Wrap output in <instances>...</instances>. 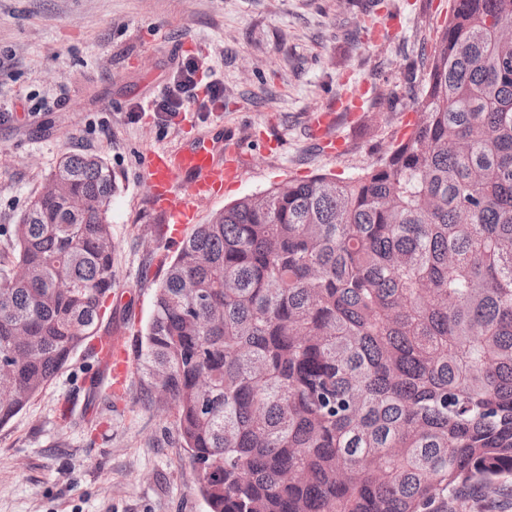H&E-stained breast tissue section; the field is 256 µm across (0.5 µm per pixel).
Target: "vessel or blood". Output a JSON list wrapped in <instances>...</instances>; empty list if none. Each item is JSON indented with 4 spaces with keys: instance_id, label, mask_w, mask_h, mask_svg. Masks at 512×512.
Wrapping results in <instances>:
<instances>
[{
    "instance_id": "1",
    "label": "vessel or blood",
    "mask_w": 512,
    "mask_h": 512,
    "mask_svg": "<svg viewBox=\"0 0 512 512\" xmlns=\"http://www.w3.org/2000/svg\"><path fill=\"white\" fill-rule=\"evenodd\" d=\"M244 165L236 143L200 134L192 142L150 151L144 181L152 205L164 214L176 236L184 225L195 223L199 204L220 197L225 184L236 180ZM96 353L113 388H124L131 374L124 338L104 337Z\"/></svg>"
}]
</instances>
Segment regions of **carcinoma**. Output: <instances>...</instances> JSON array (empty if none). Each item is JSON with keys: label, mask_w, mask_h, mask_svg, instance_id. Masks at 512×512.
I'll use <instances>...</instances> for the list:
<instances>
[{"label": "carcinoma", "mask_w": 512, "mask_h": 512, "mask_svg": "<svg viewBox=\"0 0 512 512\" xmlns=\"http://www.w3.org/2000/svg\"><path fill=\"white\" fill-rule=\"evenodd\" d=\"M503 22L512 0H451L421 116L386 157L240 198L167 264L135 356L209 512H448L512 476ZM45 188L0 268V427L97 337L112 297V170L66 154Z\"/></svg>", "instance_id": "carcinoma-1"}]
</instances>
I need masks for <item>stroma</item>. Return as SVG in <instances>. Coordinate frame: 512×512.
<instances>
[{
	"label": "stroma",
	"instance_id": "obj_1",
	"mask_svg": "<svg viewBox=\"0 0 512 512\" xmlns=\"http://www.w3.org/2000/svg\"><path fill=\"white\" fill-rule=\"evenodd\" d=\"M448 0H0V227L17 223L67 153L106 159L116 179L112 304L101 335L135 346L180 240L142 178L144 158L223 122L247 157L238 183L198 207V223L291 178L356 176L400 139ZM204 58L223 88L170 117L142 106L173 84L179 61ZM374 89L339 112L330 154L311 111ZM96 380L89 397L87 377ZM71 407V419L60 416ZM0 512H209L174 408L144 399L138 378L113 397L80 348L49 386L0 428ZM448 512H512V477L474 485Z\"/></svg>",
	"mask_w": 512,
	"mask_h": 512
}]
</instances>
